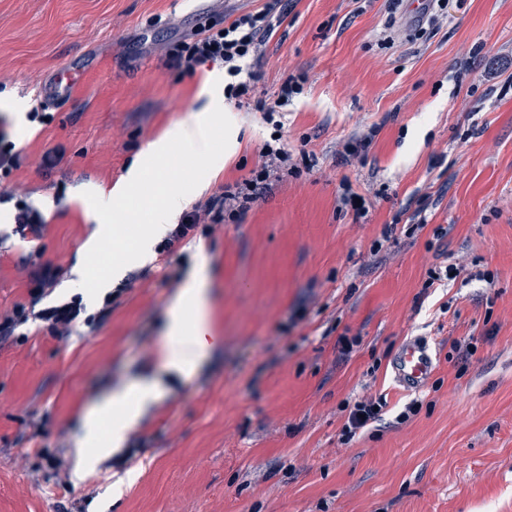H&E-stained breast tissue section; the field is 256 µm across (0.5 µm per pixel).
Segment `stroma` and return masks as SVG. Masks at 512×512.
Instances as JSON below:
<instances>
[{
  "instance_id": "obj_1",
  "label": "stroma",
  "mask_w": 512,
  "mask_h": 512,
  "mask_svg": "<svg viewBox=\"0 0 512 512\" xmlns=\"http://www.w3.org/2000/svg\"><path fill=\"white\" fill-rule=\"evenodd\" d=\"M263 2L0 0V98L14 104L0 117L24 156L8 180L48 221L45 256L68 270L57 296L80 292L74 268L100 234L85 191L119 184L204 105L203 85L224 94L219 69L166 68L168 45ZM413 24L387 0H292L268 37L254 95L306 75L280 120L292 156L319 164L176 247L181 279L202 264L213 289L216 345L190 376L161 368L179 291L155 257L94 335L31 324L0 344V512L67 503L40 447L64 448L77 493H94L86 512H512V0H446L418 39ZM78 55L89 71L70 106L29 122L47 74ZM226 113L239 145L189 202L250 177L275 132L253 109ZM372 128L365 158L346 157ZM50 149L61 162L46 172ZM347 187L370 200L362 216L342 206ZM32 248L0 249V309L28 301ZM434 268L447 278L430 282ZM409 339L435 370L405 392L393 360ZM145 375L165 394L128 432L143 441L133 462L81 469L85 410ZM368 397L383 419L346 438L348 405Z\"/></svg>"
}]
</instances>
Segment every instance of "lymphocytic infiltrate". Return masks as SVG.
<instances>
[{
    "label": "lymphocytic infiltrate",
    "mask_w": 512,
    "mask_h": 512,
    "mask_svg": "<svg viewBox=\"0 0 512 512\" xmlns=\"http://www.w3.org/2000/svg\"><path fill=\"white\" fill-rule=\"evenodd\" d=\"M288 12V0H265L258 9L238 15L224 27L198 29L170 43L165 65L170 69L193 71L201 65L219 66L231 78L224 86V96L235 107L254 106L265 120H273L276 112L286 107L294 94L300 93L304 75L288 74L279 87L274 101L253 99L256 82L261 77L263 50L267 38L280 25ZM263 162L259 170L243 181L218 188L206 201L197 202L184 210L177 224L156 245L162 263H169L174 247L196 237H211L216 226L225 220H240L254 204L263 200L273 182L293 173L291 155L283 143H265L261 148ZM0 200L15 204L12 235L39 239L47 224L43 214L28 204L25 195L14 189H0ZM30 283V300L7 311H0V343L13 338L16 330L28 322L40 323L51 336L62 340L71 336L77 325L96 331L119 305L124 294L133 288L137 274H130L105 294L96 313L90 314L81 296L53 305H45L65 275L63 266L47 259L42 250L29 252L21 260Z\"/></svg>",
    "instance_id": "f902f5d3"
}]
</instances>
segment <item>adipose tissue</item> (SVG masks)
Segmentation results:
<instances>
[{
	"label": "adipose tissue",
	"instance_id": "1",
	"mask_svg": "<svg viewBox=\"0 0 512 512\" xmlns=\"http://www.w3.org/2000/svg\"><path fill=\"white\" fill-rule=\"evenodd\" d=\"M211 302L209 276L197 270L171 308L161 348L165 366L191 372L201 365L213 345ZM158 394L157 383L148 378L105 394L82 418L84 440L91 451L101 454L121 448L126 430ZM107 419L112 428L104 436L100 426Z\"/></svg>",
	"mask_w": 512,
	"mask_h": 512
}]
</instances>
